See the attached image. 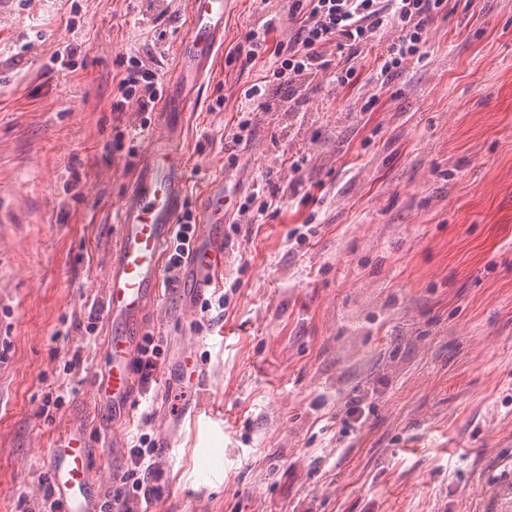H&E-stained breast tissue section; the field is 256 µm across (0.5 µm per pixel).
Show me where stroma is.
I'll use <instances>...</instances> for the list:
<instances>
[{
    "label": "stroma",
    "mask_w": 512,
    "mask_h": 512,
    "mask_svg": "<svg viewBox=\"0 0 512 512\" xmlns=\"http://www.w3.org/2000/svg\"><path fill=\"white\" fill-rule=\"evenodd\" d=\"M292 4L227 0L223 46L168 127L185 208L224 187V272L202 294L163 272L133 334L159 342L156 368L116 425L91 396L102 287L162 114L112 105L134 60L170 92L187 2L0 0V512H39L76 425L102 490L140 434L172 443L148 512H512V0H448L424 58L389 80L365 51L348 84L269 87L234 144ZM251 28L270 52L244 67ZM189 357L207 399L164 385ZM355 398L366 420L342 430ZM111 426L116 454L98 442Z\"/></svg>",
    "instance_id": "obj_1"
}]
</instances>
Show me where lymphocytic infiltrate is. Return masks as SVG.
<instances>
[{
	"instance_id": "obj_1",
	"label": "lymphocytic infiltrate",
	"mask_w": 512,
	"mask_h": 512,
	"mask_svg": "<svg viewBox=\"0 0 512 512\" xmlns=\"http://www.w3.org/2000/svg\"><path fill=\"white\" fill-rule=\"evenodd\" d=\"M446 7L447 0H296L294 8L301 16L285 57L248 87L244 98L258 106L272 82L291 83L322 72L330 73L336 84H346L354 71L342 68V58L366 48L377 49V72L388 77L421 55ZM161 95L152 73L133 65L119 82L117 102L135 100L145 108ZM156 453L155 440L145 433L139 435L129 450L131 467L120 485L107 491L102 512H146L153 494L147 481Z\"/></svg>"
}]
</instances>
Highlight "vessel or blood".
Segmentation results:
<instances>
[{"instance_id":"vessel-or-blood-1","label":"vessel or blood","mask_w":512,"mask_h":512,"mask_svg":"<svg viewBox=\"0 0 512 512\" xmlns=\"http://www.w3.org/2000/svg\"><path fill=\"white\" fill-rule=\"evenodd\" d=\"M188 38L176 51V72L204 73L215 48L224 39V0H189ZM185 161L170 141L157 139L147 153L130 193L119 210L118 237L104 284L112 334L106 344L108 373L93 391L98 409H131L132 368L137 349L132 325L160 299L163 258L182 206ZM223 189H215L200 211L202 229L182 266L200 289L213 283L224 268V246L211 236L226 212ZM90 453L85 430L74 426L51 450L50 483L62 512H100L102 494L90 480Z\"/></svg>"}]
</instances>
